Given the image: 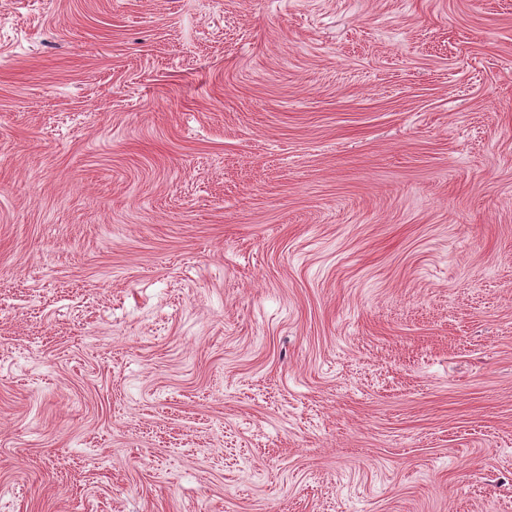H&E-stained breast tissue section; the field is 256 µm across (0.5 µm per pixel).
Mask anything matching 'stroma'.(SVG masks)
I'll return each instance as SVG.
<instances>
[{
  "label": "stroma",
  "mask_w": 512,
  "mask_h": 512,
  "mask_svg": "<svg viewBox=\"0 0 512 512\" xmlns=\"http://www.w3.org/2000/svg\"><path fill=\"white\" fill-rule=\"evenodd\" d=\"M0 512H512V0H0Z\"/></svg>",
  "instance_id": "stroma-1"
}]
</instances>
